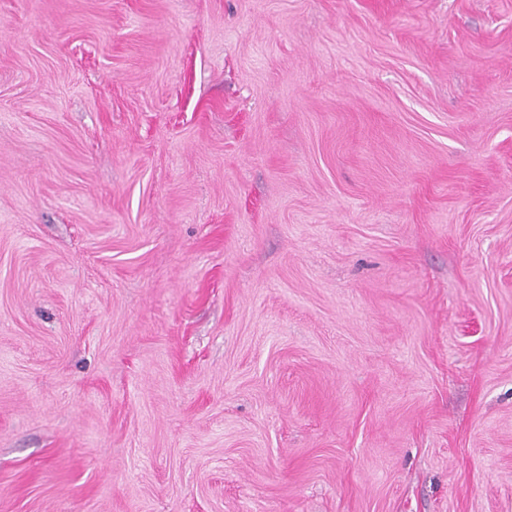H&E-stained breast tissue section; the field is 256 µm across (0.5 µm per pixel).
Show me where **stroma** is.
Returning a JSON list of instances; mask_svg holds the SVG:
<instances>
[{"instance_id": "1", "label": "stroma", "mask_w": 512, "mask_h": 512, "mask_svg": "<svg viewBox=\"0 0 512 512\" xmlns=\"http://www.w3.org/2000/svg\"><path fill=\"white\" fill-rule=\"evenodd\" d=\"M0 512H512V0H0Z\"/></svg>"}]
</instances>
